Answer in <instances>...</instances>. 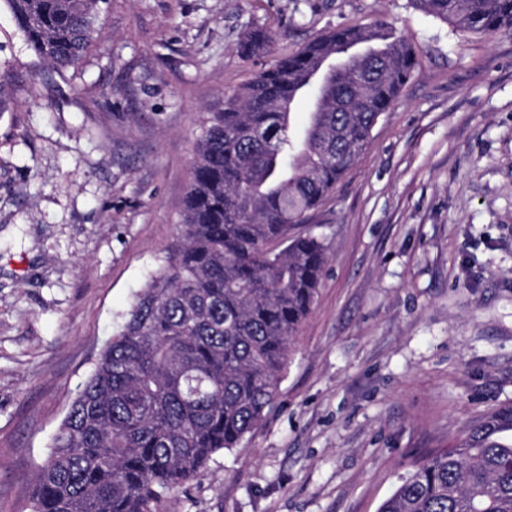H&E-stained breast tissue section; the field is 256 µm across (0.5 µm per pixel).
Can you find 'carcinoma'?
Wrapping results in <instances>:
<instances>
[{
	"instance_id": "carcinoma-1",
	"label": "carcinoma",
	"mask_w": 512,
	"mask_h": 512,
	"mask_svg": "<svg viewBox=\"0 0 512 512\" xmlns=\"http://www.w3.org/2000/svg\"><path fill=\"white\" fill-rule=\"evenodd\" d=\"M53 68L82 59L100 0H3ZM465 32L512 28V0H410ZM263 29L242 52L265 51ZM384 26L316 35L224 96L196 142L177 244L73 400L24 512H153L275 405L328 257L307 222L418 65ZM314 92L305 125L296 108ZM379 512H512V404L426 456Z\"/></svg>"
}]
</instances>
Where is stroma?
Segmentation results:
<instances>
[{
  "mask_svg": "<svg viewBox=\"0 0 512 512\" xmlns=\"http://www.w3.org/2000/svg\"><path fill=\"white\" fill-rule=\"evenodd\" d=\"M57 71L0 6V512L178 237L209 113L326 29L420 51L303 224L328 263L275 407L155 512H379L417 462L512 403V28L409 0H101ZM254 28L271 47L241 57Z\"/></svg>",
  "mask_w": 512,
  "mask_h": 512,
  "instance_id": "1",
  "label": "stroma"
}]
</instances>
